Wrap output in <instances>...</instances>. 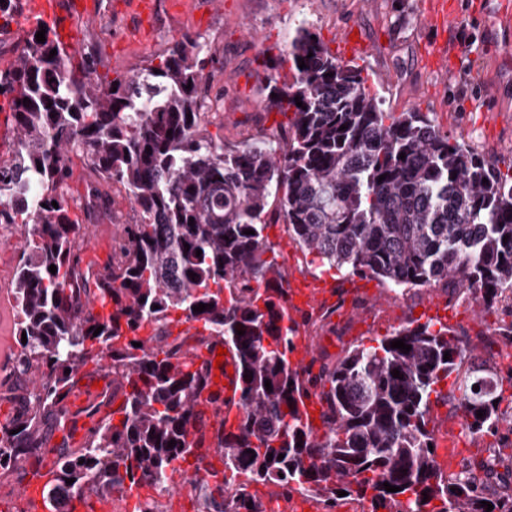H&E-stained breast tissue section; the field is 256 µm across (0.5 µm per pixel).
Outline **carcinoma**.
<instances>
[{
  "instance_id": "carcinoma-1",
  "label": "carcinoma",
  "mask_w": 512,
  "mask_h": 512,
  "mask_svg": "<svg viewBox=\"0 0 512 512\" xmlns=\"http://www.w3.org/2000/svg\"><path fill=\"white\" fill-rule=\"evenodd\" d=\"M42 29L43 43L35 37ZM23 42L15 66L0 73V98L17 131L13 170L0 171V224L28 227L13 288L17 335L27 337L13 365L17 390L32 369L47 372L27 411L0 426L1 469L44 451V420L71 422L64 394L83 366L106 356L119 386L129 388L122 418L101 424L83 447L58 450L44 501L51 512H68L69 491L88 482L94 493L166 483L170 464L194 454L193 396L205 384L203 371L184 361L183 343L171 339L172 327L200 323V342L228 345L239 375L242 418L218 445L224 470L246 483L223 512H260L249 505L248 483L333 502L344 491L368 499L371 512H486L484 501L492 512H512L511 495L489 497L466 473L442 479L429 449L430 396L453 374L464 434L494 433L502 421V393L491 385L497 373L483 362L462 370L467 347L446 326H401L323 365L308 382L330 383L329 429L312 435L297 408L303 380L289 361L296 323L279 303L283 275L263 259L274 198L292 240L322 263L393 288L450 281L489 311L512 292L511 174L426 113L385 111L362 70L337 58L305 22L288 45L292 81L271 77L266 85L268 110L293 113L279 151L261 138L228 146L209 137L210 74L194 40L107 83L90 61L77 78L45 22L32 23ZM75 151L99 180L120 185L140 214L139 223L123 225L106 282L75 247L80 225L62 191ZM106 196L90 189L87 223ZM92 293L109 312L83 318L82 298ZM201 303L208 308L193 311ZM400 339L409 352L390 347ZM202 462L196 458V470L214 478L200 485L210 512L212 491L224 492L226 481ZM386 482L399 491H386Z\"/></svg>"
}]
</instances>
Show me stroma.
<instances>
[{
	"label": "stroma",
	"instance_id": "35a3bbf8",
	"mask_svg": "<svg viewBox=\"0 0 512 512\" xmlns=\"http://www.w3.org/2000/svg\"><path fill=\"white\" fill-rule=\"evenodd\" d=\"M115 0H97L95 22L77 25L79 54H96L97 73L104 80L127 76L160 57L175 43L193 38L206 44L217 59L209 89L210 101H221L208 134L218 142L235 145L264 133H278L286 123L283 114L266 110L264 87L270 73L280 80H291L292 63L283 49L291 41L301 21H308L328 48H335L339 32L355 27L365 42L363 54L352 61L362 69L372 94L389 112L410 109L428 113L434 124L450 137L469 144L491 166L512 169V82L501 80L512 67V31H500L496 43H489L485 19L476 9L477 0H458V22L449 34V47H460L461 55L451 68H429L426 51L436 38L435 29L424 21L420 0H157L156 25L139 30L133 13L114 11ZM138 213L125 194L116 193L106 209L100 210L92 226L91 239L82 248L85 261L101 267L112 256V245L121 225L136 223ZM264 235L271 245L266 258L282 274L299 273L337 282L349 279L347 272L329 270L312 263L289 237L283 221L269 222ZM19 224H0V340L9 355L19 346L15 337L17 312L9 289L24 242ZM450 308L465 311L466 319L456 322L454 331L469 342L474 355L493 358L499 377L512 373L504 358L512 347L501 346L490 352L487 336L499 326L498 310L483 311L470 295L452 289ZM430 298L428 288L404 290L396 294L384 286L374 300L375 314L366 315L358 332L352 333L346 347L373 345L394 328L409 325L413 311ZM507 422L496 434L477 438L457 435L456 444L470 450L474 459L493 464L497 473L512 477V455L502 447L512 442V397L500 405ZM180 475H172L161 487L142 491L140 499L151 512H200L198 489H187L182 503H175Z\"/></svg>",
	"mask_w": 512,
	"mask_h": 512
}]
</instances>
